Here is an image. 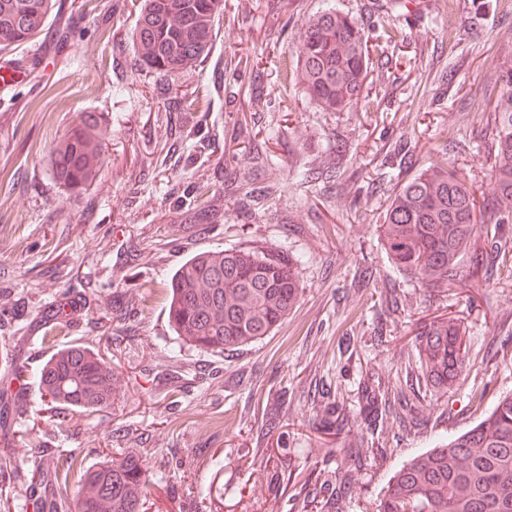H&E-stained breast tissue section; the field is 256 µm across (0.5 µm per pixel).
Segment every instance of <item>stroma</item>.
Returning a JSON list of instances; mask_svg holds the SVG:
<instances>
[{
    "label": "stroma",
    "instance_id": "1",
    "mask_svg": "<svg viewBox=\"0 0 512 512\" xmlns=\"http://www.w3.org/2000/svg\"><path fill=\"white\" fill-rule=\"evenodd\" d=\"M142 0H54L68 27L0 56L22 81L0 90V364L36 370L61 306L64 328L111 363L106 409L35 423L34 392L0 397V439L21 480L10 512H30L32 476L58 454L90 466L128 448L146 471L147 512H377L394 469L476 421L470 398L512 391V277L425 287L392 269L375 231L388 189L371 191L400 141L408 178L431 162L487 191L495 145L488 102L512 59V0H224L209 57L163 79L126 42ZM370 31L369 99L341 112L304 100L278 72L325 4ZM259 57L264 92L250 71ZM178 111H168L166 95ZM99 121L103 164L79 189L47 172L81 113ZM247 127L270 160L255 168ZM257 170L275 194L258 212L224 179ZM209 186L213 217L181 207ZM240 248L298 264L300 298L271 336L218 354L180 346L167 319L173 273L204 250ZM470 326V363L447 393L426 386L415 328L445 315ZM372 374L413 402L372 423L358 396ZM347 424L325 427V403Z\"/></svg>",
    "mask_w": 512,
    "mask_h": 512
}]
</instances>
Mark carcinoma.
<instances>
[{"label": "carcinoma", "mask_w": 512, "mask_h": 512, "mask_svg": "<svg viewBox=\"0 0 512 512\" xmlns=\"http://www.w3.org/2000/svg\"><path fill=\"white\" fill-rule=\"evenodd\" d=\"M221 0H144L133 47L140 64L170 76L205 60L213 44V19ZM51 0H0V53L33 40L46 27ZM369 36L352 17L328 8L310 19L300 54L280 58L284 82L326 112H341L366 99ZM491 135L496 153L487 205L496 209L492 227L477 224L475 190L436 161L406 182L395 181L394 161L383 172L393 189L376 225L390 267L427 286H441L477 266L465 259L476 236L484 249L506 259L507 240L499 232L512 224V61L498 76ZM98 121L82 115L49 157V174L81 187L101 162ZM300 296L296 264L240 249L206 250L190 257L169 284L168 322L181 343L224 353L255 343L279 326ZM420 369L437 390L454 385L467 368L468 325L459 317L434 320L417 333ZM26 385L37 387L46 421L64 410L97 411L116 395L111 365L82 345L50 355ZM362 401L372 422L389 403L381 386L364 383ZM472 402L481 419L462 434L440 440L394 470L377 512H512V392ZM72 458H60L51 478L57 496L33 502L36 512H63L68 499ZM146 474L138 454L121 452L83 472L84 495L75 512H146Z\"/></svg>", "instance_id": "obj_1"}]
</instances>
